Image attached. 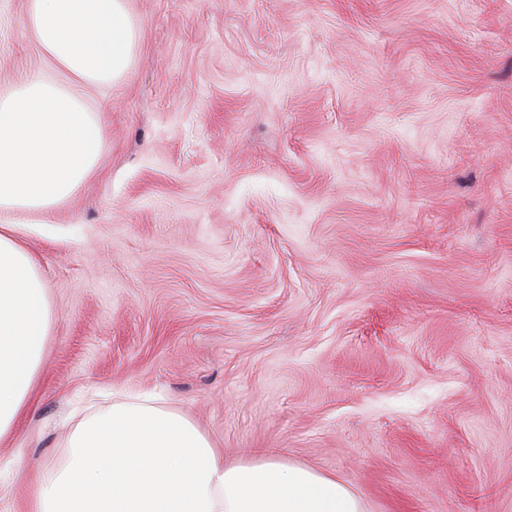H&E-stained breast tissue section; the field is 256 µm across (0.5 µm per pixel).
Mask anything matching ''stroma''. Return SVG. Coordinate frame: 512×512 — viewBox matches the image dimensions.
Masks as SVG:
<instances>
[{"mask_svg": "<svg viewBox=\"0 0 512 512\" xmlns=\"http://www.w3.org/2000/svg\"><path fill=\"white\" fill-rule=\"evenodd\" d=\"M96 175L23 228L53 308L10 471L78 390L367 512H512V0H128ZM0 0V90L50 75Z\"/></svg>", "mask_w": 512, "mask_h": 512, "instance_id": "1", "label": "stroma"}]
</instances>
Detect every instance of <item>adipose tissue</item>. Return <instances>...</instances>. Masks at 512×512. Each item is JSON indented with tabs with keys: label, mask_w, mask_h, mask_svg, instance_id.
<instances>
[{
	"label": "adipose tissue",
	"mask_w": 512,
	"mask_h": 512,
	"mask_svg": "<svg viewBox=\"0 0 512 512\" xmlns=\"http://www.w3.org/2000/svg\"><path fill=\"white\" fill-rule=\"evenodd\" d=\"M33 47L68 81L22 80L0 96V446L34 402L53 324L15 218L64 204L98 169L106 130L84 89L132 66L127 0H26ZM23 512H365L347 485L285 459L225 462L209 436L154 396L84 413L59 461L34 470Z\"/></svg>",
	"instance_id": "1"
}]
</instances>
